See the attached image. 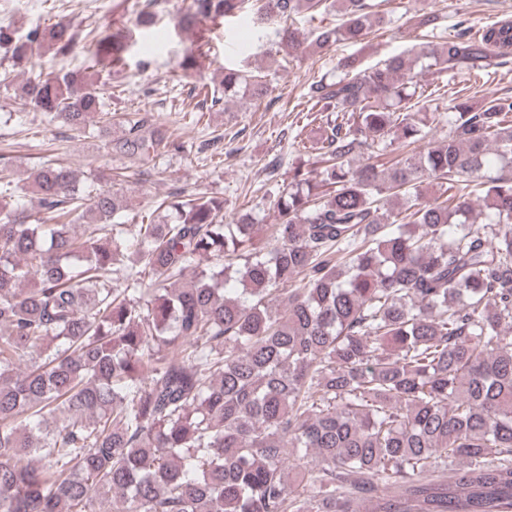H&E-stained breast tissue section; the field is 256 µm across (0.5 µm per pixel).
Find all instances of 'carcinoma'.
Listing matches in <instances>:
<instances>
[{
	"label": "carcinoma",
	"instance_id": "obj_1",
	"mask_svg": "<svg viewBox=\"0 0 512 512\" xmlns=\"http://www.w3.org/2000/svg\"><path fill=\"white\" fill-rule=\"evenodd\" d=\"M156 2L140 0L134 30L89 31L84 74L20 94L80 134L119 125L106 147L145 180L180 145L149 110L112 114L98 76L126 68ZM379 7L190 0L179 66L208 56V22L249 14L292 54L362 42L386 23ZM335 8L339 26L294 27ZM443 22L406 19L432 38ZM76 40L63 21L0 24L16 65ZM494 54H512L511 17L370 67L340 59L309 86V111L336 117L289 163L275 224L226 223L206 193L128 224L93 174L50 160L20 186L3 163L0 512H512V96L455 101L445 140L406 151L439 120L419 106L422 74L485 73ZM221 84L197 88L210 110L268 91L245 69Z\"/></svg>",
	"mask_w": 512,
	"mask_h": 512
}]
</instances>
